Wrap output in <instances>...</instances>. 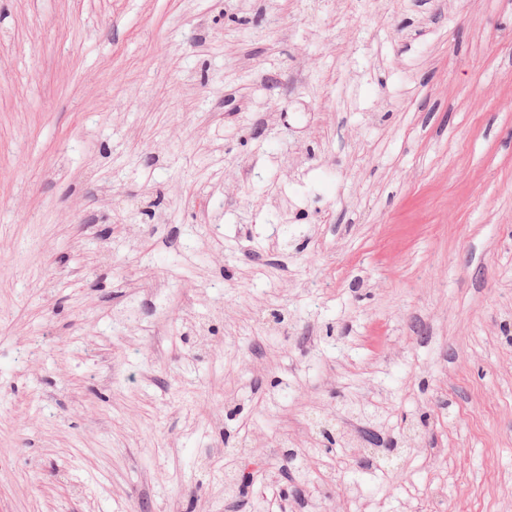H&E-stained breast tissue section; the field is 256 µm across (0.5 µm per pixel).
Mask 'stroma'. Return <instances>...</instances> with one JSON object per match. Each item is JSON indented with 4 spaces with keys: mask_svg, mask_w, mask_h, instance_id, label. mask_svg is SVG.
<instances>
[{
    "mask_svg": "<svg viewBox=\"0 0 512 512\" xmlns=\"http://www.w3.org/2000/svg\"><path fill=\"white\" fill-rule=\"evenodd\" d=\"M273 493L512 512V0H0V512Z\"/></svg>",
    "mask_w": 512,
    "mask_h": 512,
    "instance_id": "obj_1",
    "label": "stroma"
}]
</instances>
